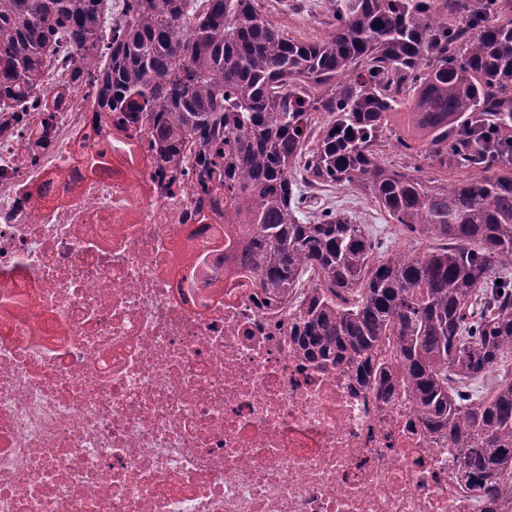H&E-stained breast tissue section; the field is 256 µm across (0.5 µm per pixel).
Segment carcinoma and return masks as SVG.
<instances>
[{
  "instance_id": "carcinoma-1",
  "label": "carcinoma",
  "mask_w": 512,
  "mask_h": 512,
  "mask_svg": "<svg viewBox=\"0 0 512 512\" xmlns=\"http://www.w3.org/2000/svg\"><path fill=\"white\" fill-rule=\"evenodd\" d=\"M500 12V0L468 13L456 0H342L333 31L302 42L259 0H131L106 34L100 0H0V113L40 85L65 38L80 52L75 81L152 114L165 164L198 154L266 295L316 271L297 349L383 386L392 339L422 424L459 451L461 482L512 512V278L497 277L512 267V171L488 166L512 154V18L488 19ZM403 106L428 157L464 178L430 186L380 158ZM303 186H347L436 246L379 255L352 215L308 218ZM495 372L499 386L477 394Z\"/></svg>"
}]
</instances>
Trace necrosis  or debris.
Segmentation results:
<instances>
[{
	"label": "necrosis or debris",
	"instance_id": "4bbe7bcc",
	"mask_svg": "<svg viewBox=\"0 0 512 512\" xmlns=\"http://www.w3.org/2000/svg\"><path fill=\"white\" fill-rule=\"evenodd\" d=\"M75 58L58 45L0 114V512H491L395 346L386 394L304 358L223 198Z\"/></svg>",
	"mask_w": 512,
	"mask_h": 512
}]
</instances>
